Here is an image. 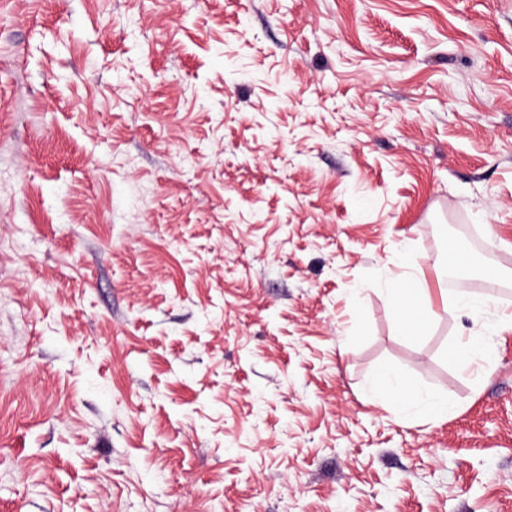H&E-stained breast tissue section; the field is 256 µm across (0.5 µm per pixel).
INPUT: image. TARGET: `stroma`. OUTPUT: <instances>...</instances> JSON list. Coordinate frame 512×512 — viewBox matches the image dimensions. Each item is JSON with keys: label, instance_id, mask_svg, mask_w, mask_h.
<instances>
[{"label": "stroma", "instance_id": "1", "mask_svg": "<svg viewBox=\"0 0 512 512\" xmlns=\"http://www.w3.org/2000/svg\"><path fill=\"white\" fill-rule=\"evenodd\" d=\"M510 313L512 0H0V512H512ZM391 307L395 311V331L398 336H418L429 320V312L412 281L397 279L387 288ZM455 305L468 317L472 318L475 322H478L482 319L489 303L485 298L462 293L456 300ZM450 354L460 367H467L479 360L483 365L491 366L494 361L493 351L480 336H467L451 349ZM376 393L391 400L397 413H405L412 406L421 403L427 414L440 418L448 414V403L433 397L422 398L419 392L406 381L395 377L391 371L383 367L373 381Z\"/></svg>", "mask_w": 512, "mask_h": 512}]
</instances>
